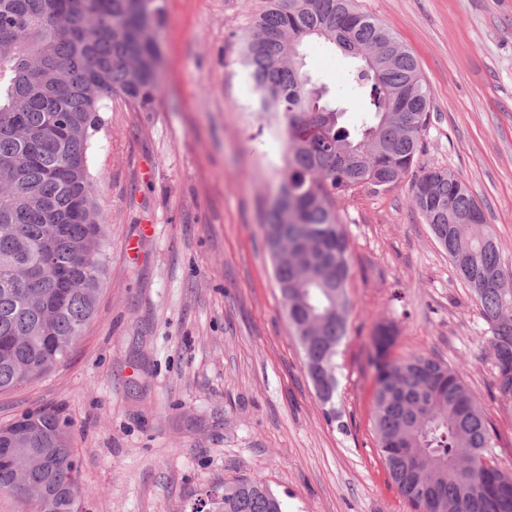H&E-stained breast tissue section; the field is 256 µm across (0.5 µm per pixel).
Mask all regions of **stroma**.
<instances>
[{"label":"stroma","mask_w":512,"mask_h":512,"mask_svg":"<svg viewBox=\"0 0 512 512\" xmlns=\"http://www.w3.org/2000/svg\"><path fill=\"white\" fill-rule=\"evenodd\" d=\"M415 56L431 92L416 170L463 181L512 263V0H357ZM262 0H165L152 111L115 98L92 140L94 202L109 254L95 317L47 376L0 393V426L56 411L80 464L81 512H183L237 476L284 512H413L390 483L372 426L377 325L393 357L456 371L492 424L512 472V412L496 390L488 325L430 227L411 178L338 198L351 276L336 356L335 407L308 377L264 237L285 166L252 112L241 37ZM343 125L362 107L343 89L350 60L306 49Z\"/></svg>","instance_id":"1"}]
</instances>
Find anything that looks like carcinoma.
Segmentation results:
<instances>
[{
	"instance_id": "obj_1",
	"label": "carcinoma",
	"mask_w": 512,
	"mask_h": 512,
	"mask_svg": "<svg viewBox=\"0 0 512 512\" xmlns=\"http://www.w3.org/2000/svg\"><path fill=\"white\" fill-rule=\"evenodd\" d=\"M161 0H0V392L50 373L94 318L106 224L93 202L87 149L114 96L152 109L160 90ZM352 59L361 123L322 102L304 47ZM259 112L274 113L287 157L265 241L308 375L336 422V349L346 333L347 237L334 202L387 189L415 163L430 92L412 54L354 0H264L242 38ZM412 206L456 267L489 326L502 406L512 409V268L470 190L451 173L414 175ZM372 339L373 415L388 475L414 512H512V472L494 461V430L459 375L424 355L395 359L391 327ZM0 491L38 512H79V469L64 421L22 413L0 427ZM190 512H283L255 480L204 491Z\"/></svg>"
}]
</instances>
